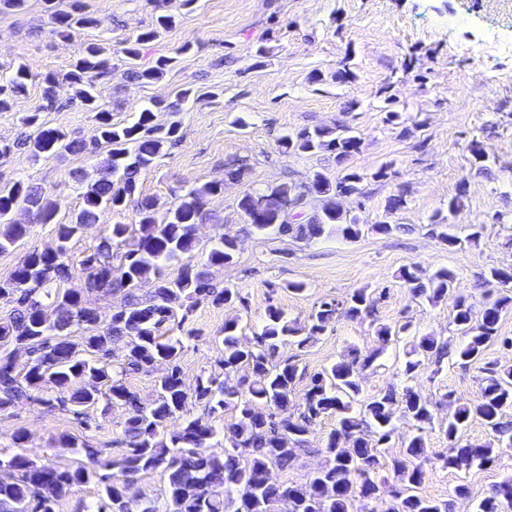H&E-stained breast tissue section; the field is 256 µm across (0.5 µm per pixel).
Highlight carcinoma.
I'll return each mask as SVG.
<instances>
[{"label": "carcinoma", "mask_w": 512, "mask_h": 512, "mask_svg": "<svg viewBox=\"0 0 512 512\" xmlns=\"http://www.w3.org/2000/svg\"><path fill=\"white\" fill-rule=\"evenodd\" d=\"M51 20L52 33L61 38L102 23L97 17L67 11L54 12ZM173 23L171 15L158 16L153 27L124 40L120 53L128 60L138 58L143 47ZM171 62L170 58L159 59L135 76L157 80ZM110 77L111 59L95 44L84 49L66 74L75 96L96 112V134L91 143L68 140L55 129H42L12 144L0 142V158L20 146L34 156L109 147L97 179L85 193L84 207L70 223L57 225L60 250L32 252L8 279H0V304L6 306L0 314V412L38 407L79 417L83 408L103 397L128 412L116 440L123 450L104 459L101 449L65 435L62 441L85 456L75 468L41 464L25 454L0 458V512H57L58 502L75 486L90 482L101 488L94 512H273L272 505L284 497L289 512H368L379 490L380 471L387 467L402 483V488L392 492L389 512H450L447 501L413 492L427 474L425 425L433 422L432 402L405 383L391 384L367 400L360 398L361 376L373 368L384 347L408 331L409 324H377L375 335L381 347L366 353L351 348L331 366L313 374L300 412H288L296 380L305 369L295 355L277 359L280 344L292 339L300 349L341 317L373 316L376 300L363 288L342 302H321L303 326L273 306L250 339L239 335L237 321L225 322L222 357L211 374L197 378L193 392L186 391L181 356L186 343L198 339V334L183 331L184 324L205 301L229 307L243 302L237 289L213 284L206 272L233 261L236 238L220 235L206 254L204 268L192 264L196 247L192 230L203 222L205 200L221 192L217 183L191 190L162 221L156 217L153 200L136 198L140 175L153 165L166 144L177 140L179 128L172 125L165 135H154V112L149 108L138 112L128 125L113 124L111 113L96 104L95 96L98 81ZM28 78L27 66L20 64L7 84L0 85V110L10 107L9 96L25 91ZM360 144L361 139L344 124L305 130L281 140L288 154L324 151L338 163L358 152ZM386 176L382 171L368 176L352 170L333 180L317 172L306 184L283 183L261 193L247 192L238 207L247 208L254 197H263V218L250 223L259 234L275 226L299 239L325 234L356 239L361 234L359 219L342 209L338 198L349 192L363 195L367 179L378 181ZM286 197L293 208L283 213L280 204ZM132 201L136 202L135 223L108 225L95 249L76 262L71 259L68 243L83 227L99 223L104 211H121ZM21 205L42 224L50 223L57 211L55 201L23 180L0 189V252L16 246L29 232V225L12 220V213ZM430 226L450 247L464 242L474 245L480 238L477 230L460 238L449 217L438 213L432 216ZM129 239L133 248L114 264V252ZM172 262L180 264L174 278L165 273V266ZM77 270L85 274L83 291L62 288ZM149 276L154 278L153 292L142 298L136 287ZM401 278L410 285L413 297L434 304L448 295L455 276L446 268L423 274L407 267ZM510 282L511 270L492 268L483 277L480 305L465 299L455 303L453 323L461 335L459 343L422 335L415 337L404 353L403 375L407 377L426 359L438 370L451 362L474 367L482 374L477 398L456 404L443 428L448 454L441 460L451 469L486 468L495 462L499 449L512 448V419H506L512 410V365L484 360L491 344L512 347V337L498 335L502 313L512 308V290L503 288ZM118 294L120 303L109 316L91 300ZM48 306L53 308L50 315L45 312ZM171 324L177 325L182 335L165 339L162 329ZM19 349L28 355L21 367L15 356ZM158 364L166 369L157 376L155 399L145 403L126 385V377L152 374ZM244 366L251 370L252 378H235ZM195 402L210 413L228 408L235 411L224 428L222 452H216L212 444L213 427L192 412ZM397 410L418 424V434L400 457L388 463L383 448L395 430ZM176 415L183 417L181 427L166 438L160 436L159 428ZM325 415L335 417L336 427L324 446L314 450L307 436L311 425ZM474 420L484 424L494 441L463 442L462 433ZM313 451L323 454L326 462L306 482H271L272 467L287 469L301 454ZM153 471L166 477L165 499L134 505L124 494L125 482ZM477 512H512V478L497 483Z\"/></svg>", "instance_id": "carcinoma-1"}]
</instances>
